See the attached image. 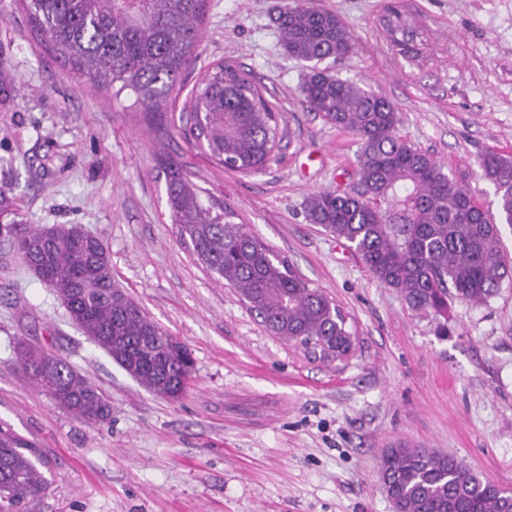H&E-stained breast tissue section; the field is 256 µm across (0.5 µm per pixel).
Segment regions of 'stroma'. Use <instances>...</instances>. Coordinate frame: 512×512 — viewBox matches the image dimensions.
<instances>
[{
  "mask_svg": "<svg viewBox=\"0 0 512 512\" xmlns=\"http://www.w3.org/2000/svg\"><path fill=\"white\" fill-rule=\"evenodd\" d=\"M397 2L423 27V59L379 24ZM283 0H206L194 59L163 112L92 86L49 53L18 0H0V190L16 221L79 224L106 245L112 278L187 345L179 398L155 396L98 349L52 288L0 237V425L47 461L26 512H393L384 448H432L512 489V283L488 302L453 301L448 332L379 284L347 244L310 223L312 192L358 190V140L299 97L305 68L272 20ZM356 41L340 78L391 100L397 133L494 207L479 155H512V0H319ZM232 60L284 115L267 170L211 162L185 137L204 71ZM191 174L211 212L239 222L332 298L355 338L324 364L271 336L179 239L158 162ZM26 340L75 365L111 405L77 417L19 364Z\"/></svg>",
  "mask_w": 512,
  "mask_h": 512,
  "instance_id": "stroma-1",
  "label": "stroma"
}]
</instances>
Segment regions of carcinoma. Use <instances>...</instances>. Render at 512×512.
<instances>
[{"label":"carcinoma","mask_w":512,"mask_h":512,"mask_svg":"<svg viewBox=\"0 0 512 512\" xmlns=\"http://www.w3.org/2000/svg\"><path fill=\"white\" fill-rule=\"evenodd\" d=\"M32 31L76 75L135 95L145 112L161 111L189 65L200 37L204 0H22ZM289 57L304 63L303 104L358 139L362 191L321 190L305 203L307 217L345 241L380 284L397 290L415 312L440 320L448 330V298L485 303L512 280V258L500 225L512 226V156L494 150L479 158L481 177L495 189L496 206L480 204L450 178L431 155L397 134L400 116L384 96L344 80L332 65L353 53L343 20L315 0H288L277 11ZM391 48L414 60L417 31L397 5L381 19ZM282 113L260 87L230 60L205 73L190 104L196 144L218 164L242 173L264 170L281 141ZM167 196L183 244L206 268L250 303L249 311L271 334L299 345L313 343L341 356L352 346L346 320L332 299L288 261L234 222L226 208L212 214L182 169L165 166ZM12 240L23 238V258L43 266L62 297L73 296L86 312L79 326L107 342L105 352L149 392L176 399L193 367L189 348L137 306L115 298L107 248L98 238L81 243L77 224L43 230L0 225ZM32 378L45 375L64 393L65 408L88 421H103L111 406L97 387L68 361L17 349ZM35 445L0 427V500L8 512L38 498L47 481L35 461ZM382 468L398 512H512V500L494 483L456 459L426 448H387ZM3 509V510H5ZM0 509V512H3Z\"/></svg>","instance_id":"carcinoma-1"}]
</instances>
